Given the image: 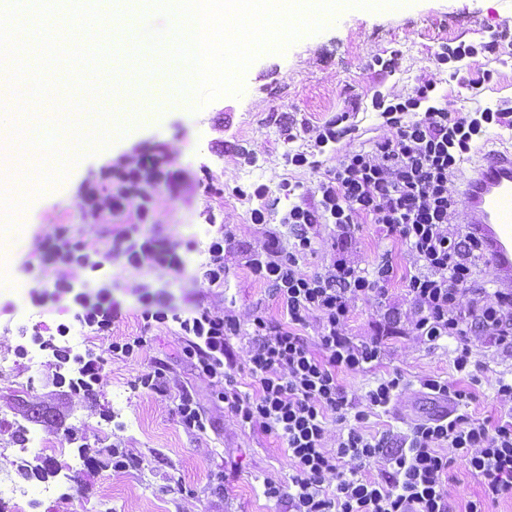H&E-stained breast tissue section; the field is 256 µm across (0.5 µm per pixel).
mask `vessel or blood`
I'll return each instance as SVG.
<instances>
[{
  "instance_id": "vessel-or-blood-1",
  "label": "vessel or blood",
  "mask_w": 512,
  "mask_h": 512,
  "mask_svg": "<svg viewBox=\"0 0 512 512\" xmlns=\"http://www.w3.org/2000/svg\"><path fill=\"white\" fill-rule=\"evenodd\" d=\"M462 196L466 221L484 238L501 286L512 288V150L489 151L466 181Z\"/></svg>"
}]
</instances>
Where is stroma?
Returning <instances> with one entry per match:
<instances>
[{
    "label": "stroma",
    "instance_id": "1",
    "mask_svg": "<svg viewBox=\"0 0 512 512\" xmlns=\"http://www.w3.org/2000/svg\"><path fill=\"white\" fill-rule=\"evenodd\" d=\"M505 28L512 30V0H403L396 8H343L323 31L302 36L284 52L261 55L246 70L240 96L219 97L195 112L157 103L153 77L139 75L130 59L113 55V65L127 75L121 83L126 111L155 113V121L134 127L104 150L83 154L67 178L44 193L18 189L26 204L12 221L0 225V231L26 241L24 250L8 251L0 261V277L6 280L0 287V354L10 358L8 369L0 373V478H19L25 465L40 464L26 443L35 434L58 446L45 479L58 492L39 512H279L276 500L265 496L264 482L270 478L288 485L293 470L284 445L231 417L196 378L178 323L145 322L140 297L150 294L185 315L201 306L225 307L243 318L258 311L279 317L277 302L245 261L266 231L265 225L250 220L258 205L254 189L266 186L270 197L279 198L282 213L289 205L279 196L282 180L301 182L307 189L316 180L311 171L286 165L288 128L303 122L318 128L374 90L408 93L422 78L434 79L436 96L447 97L455 111L512 99V61L471 59L472 68L495 72L493 81L478 90L459 87L450 68L438 69L432 62L442 43L476 45ZM394 51L399 54L395 72L374 67L375 59H389ZM243 148L256 153L255 163L241 159ZM126 159L160 162L165 176L143 219L132 208L120 214L111 210L119 163ZM89 187L96 189L101 205L94 222L83 203ZM212 220L235 234L224 251V282L214 286L203 283L200 270L213 239L208 231ZM131 228L175 243L184 260L181 274L173 277L148 265L134 268L111 255L113 242ZM51 235L72 243L85 240L100 269L72 272L57 266L47 251ZM355 235L353 257L362 266H371L387 250L399 268L410 266L405 247L385 239L375 225H360ZM62 279L77 287L111 285L120 314L110 331L99 333L74 320L66 301L54 295ZM62 323L70 327V345L80 350H104L128 336L146 337L148 349L137 357L109 358L104 389L92 397H70L53 386L48 355L33 361L14 355L21 338L56 335ZM383 342L378 372H345L341 382L348 393L360 395L377 374L400 371L409 390L388 413L370 416L364 431L403 434L429 412L419 379L452 378L456 372L448 348H428L413 336H387ZM476 357L481 383L468 411L494 420L499 416L496 380L512 375V360L481 350ZM158 360L168 366L167 398L133 386ZM184 386L194 390L208 413L205 432L187 431L173 413V395ZM67 428L101 448L121 443L145 456L146 463L139 470L89 472L77 447L65 438ZM229 463L237 473L223 490H216L215 475Z\"/></svg>",
    "mask_w": 512,
    "mask_h": 512
}]
</instances>
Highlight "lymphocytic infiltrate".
I'll return each instance as SVG.
<instances>
[{
  "instance_id": "lymphocytic-infiltrate-1",
  "label": "lymphocytic infiltrate",
  "mask_w": 512,
  "mask_h": 512,
  "mask_svg": "<svg viewBox=\"0 0 512 512\" xmlns=\"http://www.w3.org/2000/svg\"><path fill=\"white\" fill-rule=\"evenodd\" d=\"M436 88L425 80L407 94L374 92L384 133L369 147H341L355 133L349 112L326 121L305 150L288 152L296 167L318 168L310 150L334 146L336 163L312 190L298 192L283 180L279 191L291 207L280 219L283 232L267 231L246 265L266 284L283 316L271 319L253 313L245 364L255 396L241 394L235 376L231 337L241 332V320L231 310H201L180 320L198 379L205 382L242 425L259 429L285 443L293 470L292 491L268 480L264 494L283 512H453L448 470L461 462L467 472L482 477V499L468 502L467 512H484L485 501L512 494V382L498 380L495 425L473 419L466 408L476 397L480 379L471 374L474 346L512 356V289L480 288L476 270L485 245L468 225L458 220L462 206L456 187L461 166L476 137L490 127L512 130V101L458 113L434 104ZM159 173L136 162L119 174L116 206L131 204L146 215ZM377 225L384 238L400 243L413 259L399 271L391 252L373 267L351 257L358 225ZM329 239V261L309 272L304 259L322 239ZM118 251L129 264L145 263L170 272L183 268L173 247L153 239L124 235ZM403 278L407 308L393 306L389 286ZM73 294L81 306L80 323L110 330L117 306L109 289ZM374 305L380 317L378 335L354 341L347 331L358 304ZM317 323L315 341L304 331ZM411 334L428 347L454 341L452 363L467 373L469 386L458 380L424 376L419 380L432 401H446L453 412L441 411L411 426L408 433L366 436L361 426L371 414L388 410L408 387L397 372L378 378L361 395H348L339 371L366 373L383 360L382 339ZM54 380L74 396L99 391L105 384L103 356L95 350L54 348ZM336 425L335 452L325 448L329 425ZM383 462L376 479L364 471L371 461Z\"/></svg>"
}]
</instances>
